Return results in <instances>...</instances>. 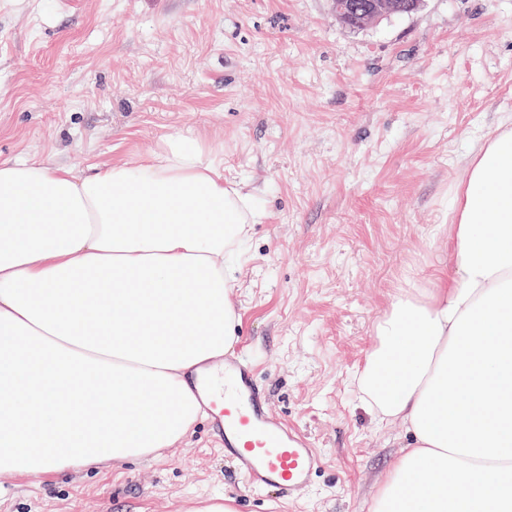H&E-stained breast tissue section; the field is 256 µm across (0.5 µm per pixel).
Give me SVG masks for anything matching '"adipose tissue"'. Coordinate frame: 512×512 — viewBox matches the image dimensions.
<instances>
[{"instance_id": "ef3b65f1", "label": "adipose tissue", "mask_w": 512, "mask_h": 512, "mask_svg": "<svg viewBox=\"0 0 512 512\" xmlns=\"http://www.w3.org/2000/svg\"><path fill=\"white\" fill-rule=\"evenodd\" d=\"M255 220L196 137L89 174L0 161V472L181 444ZM450 239L447 281L395 296L358 377L374 417L413 434L371 512H512V126L469 161Z\"/></svg>"}]
</instances>
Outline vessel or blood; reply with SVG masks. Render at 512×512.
<instances>
[{
    "instance_id": "obj_1",
    "label": "vessel or blood",
    "mask_w": 512,
    "mask_h": 512,
    "mask_svg": "<svg viewBox=\"0 0 512 512\" xmlns=\"http://www.w3.org/2000/svg\"><path fill=\"white\" fill-rule=\"evenodd\" d=\"M199 400L228 461L251 493L276 491L299 501L324 465L312 440L271 412L247 357L230 353L208 370Z\"/></svg>"
}]
</instances>
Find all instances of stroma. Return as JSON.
I'll use <instances>...</instances> for the list:
<instances>
[{"label":"stroma","instance_id":"obj_1","mask_svg":"<svg viewBox=\"0 0 512 512\" xmlns=\"http://www.w3.org/2000/svg\"><path fill=\"white\" fill-rule=\"evenodd\" d=\"M512 121V0H424L364 30L330 0H0V160L79 172L200 135L261 213L231 345L324 458L291 504L245 494L206 420L117 467L0 473V512H369L407 441L360 400L374 325L448 274L467 163Z\"/></svg>","mask_w":512,"mask_h":512}]
</instances>
